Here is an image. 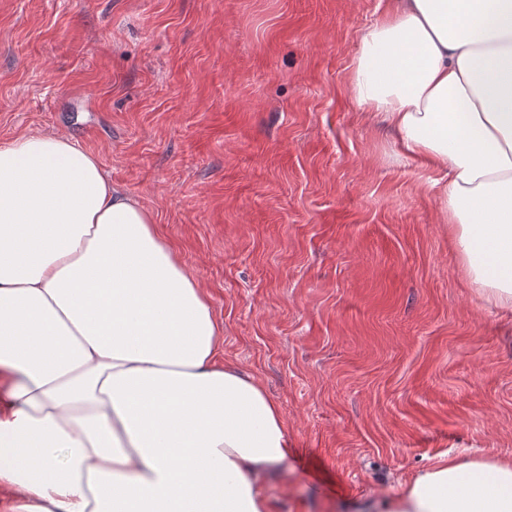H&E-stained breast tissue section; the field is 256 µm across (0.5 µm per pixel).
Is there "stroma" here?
<instances>
[{
	"label": "stroma",
	"mask_w": 512,
	"mask_h": 512,
	"mask_svg": "<svg viewBox=\"0 0 512 512\" xmlns=\"http://www.w3.org/2000/svg\"><path fill=\"white\" fill-rule=\"evenodd\" d=\"M379 0H0V142L56 132L136 196L279 403L272 512L512 458V313L350 93Z\"/></svg>",
	"instance_id": "1"
}]
</instances>
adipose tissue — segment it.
I'll return each instance as SVG.
<instances>
[{
	"label": "adipose tissue",
	"instance_id": "ef3b65f1",
	"mask_svg": "<svg viewBox=\"0 0 512 512\" xmlns=\"http://www.w3.org/2000/svg\"><path fill=\"white\" fill-rule=\"evenodd\" d=\"M350 90L436 172L469 285L512 309V0H386ZM209 295L58 133L0 142V486L22 512H271L279 404L219 363ZM354 512H512V460L446 457Z\"/></svg>",
	"mask_w": 512,
	"mask_h": 512
}]
</instances>
